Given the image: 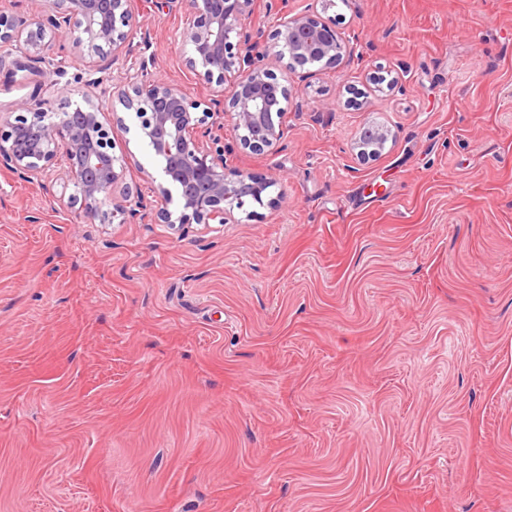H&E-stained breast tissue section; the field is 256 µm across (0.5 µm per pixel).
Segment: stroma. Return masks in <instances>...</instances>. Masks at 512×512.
Listing matches in <instances>:
<instances>
[{"instance_id":"35a3bbf8","label":"stroma","mask_w":512,"mask_h":512,"mask_svg":"<svg viewBox=\"0 0 512 512\" xmlns=\"http://www.w3.org/2000/svg\"><path fill=\"white\" fill-rule=\"evenodd\" d=\"M133 5L111 84L147 41L203 99L182 0ZM326 16L353 56L301 86L281 144L224 156L282 207L85 224L62 180L0 169V512H512V0ZM56 64L43 110L97 98ZM101 106L154 201L134 114ZM367 122L393 137L363 161Z\"/></svg>"}]
</instances>
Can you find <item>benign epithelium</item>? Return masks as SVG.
<instances>
[{"mask_svg": "<svg viewBox=\"0 0 512 512\" xmlns=\"http://www.w3.org/2000/svg\"><path fill=\"white\" fill-rule=\"evenodd\" d=\"M0 10V44L15 52L10 62L0 59V73L13 79L19 72L37 77L34 94L14 103L0 115V168L23 182L53 170L59 158L67 161L65 178L75 193L67 205L78 208L86 224H166L182 230L188 224H222L234 209L254 201L278 206L283 197L263 201L270 182L240 169H229L224 133L238 149L263 153L278 145L286 133L287 110L296 99L300 83L319 64L334 68L352 51L336 25L309 7L294 13L288 0H270L269 11L279 16L268 37L243 27L255 0H185L190 24L184 42L190 46L184 65L196 83L208 91L205 102L193 100L182 89L149 72L154 58L142 62L118 89L108 77L87 80L100 95L114 94L135 113L141 133L163 159V181L156 187L164 205L152 208L125 182V161L116 156L114 126L123 119H102L101 107L88 97L68 100L61 112H46L37 97L52 76L60 56H71L94 67L95 59L128 50L137 28L138 13L132 0H51L39 14L31 13L37 0ZM272 55L284 63L291 76L281 78L262 64ZM236 73L230 95H225L227 75ZM392 138L379 124H363L356 132L357 156L378 155ZM179 190V209L170 210L172 190Z\"/></svg>", "mask_w": 512, "mask_h": 512, "instance_id": "obj_1", "label": "benign epithelium"}]
</instances>
